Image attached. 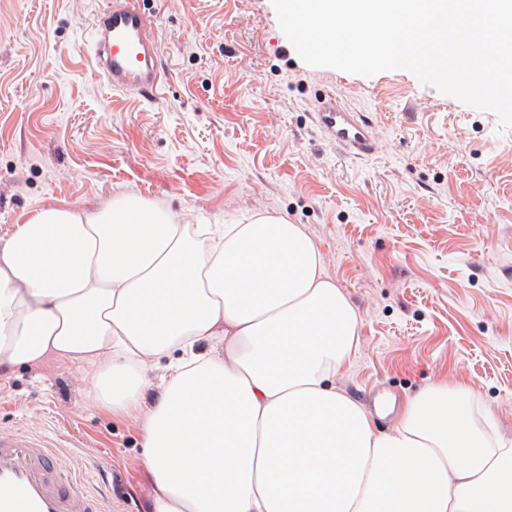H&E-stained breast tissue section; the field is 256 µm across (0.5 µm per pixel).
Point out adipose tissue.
I'll list each match as a JSON object with an SVG mask.
<instances>
[{"instance_id": "ef3b65f1", "label": "adipose tissue", "mask_w": 512, "mask_h": 512, "mask_svg": "<svg viewBox=\"0 0 512 512\" xmlns=\"http://www.w3.org/2000/svg\"><path fill=\"white\" fill-rule=\"evenodd\" d=\"M359 326L304 225L267 211L186 224L118 195L0 245V369L88 366L140 420L151 512H512V436L469 387L421 388L385 430L337 390Z\"/></svg>"}]
</instances>
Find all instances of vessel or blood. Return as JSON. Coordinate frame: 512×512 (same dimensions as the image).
<instances>
[{
  "mask_svg": "<svg viewBox=\"0 0 512 512\" xmlns=\"http://www.w3.org/2000/svg\"><path fill=\"white\" fill-rule=\"evenodd\" d=\"M98 74L112 89L147 100L160 95L162 76L155 18L142 0H107L91 27ZM315 123L337 148L366 157L373 151L368 122L324 101ZM0 512H106L101 494L77 477L72 463L46 438L0 430Z\"/></svg>",
  "mask_w": 512,
  "mask_h": 512,
  "instance_id": "1",
  "label": "vessel or blood"
}]
</instances>
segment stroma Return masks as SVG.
Here are the masks:
<instances>
[{
    "label": "stroma",
    "instance_id": "1",
    "mask_svg": "<svg viewBox=\"0 0 512 512\" xmlns=\"http://www.w3.org/2000/svg\"><path fill=\"white\" fill-rule=\"evenodd\" d=\"M101 0H0V242L36 211L133 193L193 224L273 211L304 225L360 315L337 387L363 404L463 382L512 434V128L404 70L307 65L272 0H152L163 90L98 77ZM336 97L374 150L336 149L313 116ZM0 428L112 471L109 512H150L140 423L88 368L0 371Z\"/></svg>",
    "mask_w": 512,
    "mask_h": 512
}]
</instances>
